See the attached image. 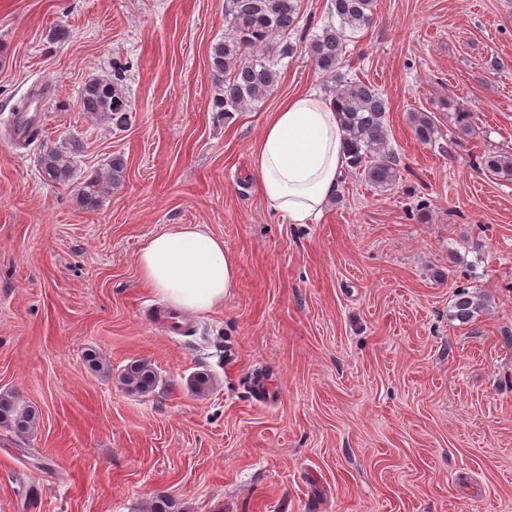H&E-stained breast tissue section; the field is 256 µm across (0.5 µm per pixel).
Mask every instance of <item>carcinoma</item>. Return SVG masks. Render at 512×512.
Segmentation results:
<instances>
[{"label": "carcinoma", "instance_id": "carcinoma-1", "mask_svg": "<svg viewBox=\"0 0 512 512\" xmlns=\"http://www.w3.org/2000/svg\"><path fill=\"white\" fill-rule=\"evenodd\" d=\"M377 0H331L329 11L337 23H329L305 43L315 68L335 83L332 98L336 101L347 133L349 161L347 168L372 185L388 189L401 179L396 154L388 147L389 126L386 122L388 102L384 94L369 82L348 79L342 72L350 34L372 26ZM301 0H226L224 21L229 33L211 47L209 67L215 87L214 105L224 114L240 112L262 100L278 87L281 71L278 58L294 51V45L280 38L298 30ZM80 110L103 119L118 128L129 124L130 116L124 90L119 82L91 78L79 93ZM461 140L472 134V113L455 108ZM409 122L416 138L424 144L438 141V126L430 112L414 111ZM83 151L80 140L70 137L40 157L45 180L65 185L74 174L75 158ZM479 166L512 181V154L487 152ZM126 162L114 155L106 167L95 172L79 190L77 201L87 211L97 209L112 188L121 184ZM480 303L465 293L454 303V319L461 324L472 322ZM121 380L128 389L148 394L157 381V373L146 360H134L123 369ZM0 424L18 436L34 432L38 416L30 407L10 394H0Z\"/></svg>", "mask_w": 512, "mask_h": 512}]
</instances>
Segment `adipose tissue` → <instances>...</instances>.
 <instances>
[{"instance_id": "adipose-tissue-1", "label": "adipose tissue", "mask_w": 512, "mask_h": 512, "mask_svg": "<svg viewBox=\"0 0 512 512\" xmlns=\"http://www.w3.org/2000/svg\"><path fill=\"white\" fill-rule=\"evenodd\" d=\"M346 159V134L332 98L306 91L270 113L252 152V170L274 211L289 223L309 224L337 192ZM137 265L146 287L192 312L222 308L236 285V265L223 239L202 224H174L151 237Z\"/></svg>"}]
</instances>
